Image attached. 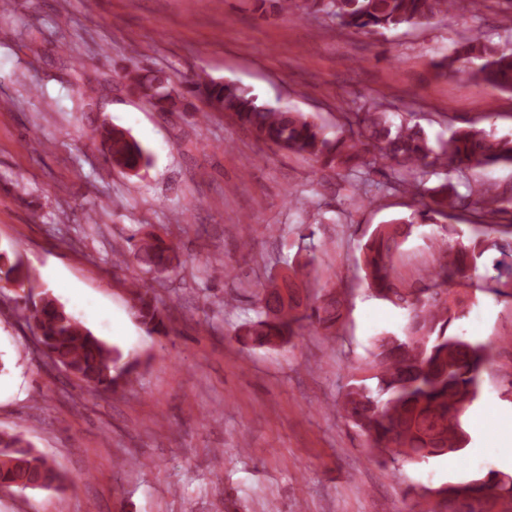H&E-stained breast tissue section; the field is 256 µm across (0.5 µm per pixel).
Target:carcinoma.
<instances>
[{
	"label": "carcinoma",
	"instance_id": "cac0c4a2",
	"mask_svg": "<svg viewBox=\"0 0 512 512\" xmlns=\"http://www.w3.org/2000/svg\"><path fill=\"white\" fill-rule=\"evenodd\" d=\"M468 5V0H303L308 13L328 15L342 29L381 36L406 25L451 20ZM460 61L473 64L470 75L476 82L512 93L511 46L470 36L436 66L455 71ZM123 78L137 96L161 112L188 111L193 107L187 99L191 94L209 106L218 105L259 142L308 155L324 168L344 170V177L354 181L377 172L386 179L387 189L424 197L409 216L376 225L361 245L360 261L369 286L377 296L407 310L408 320L401 334L373 340L366 361L371 375L352 376L336 411L367 437L378 456L392 463L461 452L468 444L461 417L478 396L482 374L493 364L494 342H472L455 333L465 298L448 285L474 286L512 299V188L480 183L462 195L450 174L462 177L473 170L512 165V137L471 126L453 131L435 147L419 123L393 122L376 99L343 113V123L332 134L316 114L269 107L250 88L231 81L200 78L193 87L172 94L167 77L136 63L123 68ZM89 138L100 140L107 161L125 173L136 175L151 164L148 151L123 129L102 125L90 129ZM426 169L440 171L444 179L423 191L419 172ZM458 205L469 210L468 242L443 250L438 264L420 275L419 287H399L391 274L393 252L415 225L436 224ZM493 249L504 256L496 266L494 284H474L472 271ZM175 252L174 245L155 235L132 234L126 245L115 249L114 266L132 263L143 273L173 270ZM312 272L310 260L287 265L282 284H271L258 297L257 318L235 331L239 341L274 348L290 342L306 326L324 336L335 335L345 293L330 290L301 307L296 279ZM26 279L17 251H0V283L21 287ZM130 286L135 316L149 332L167 333L171 310L159 304L142 278L131 279ZM22 299L23 319L37 333L39 353L53 366L65 369L83 387L111 395L126 391L140 359L124 356L95 336L48 294L28 293ZM61 482V475L28 441L0 433L1 486L24 490ZM476 482L495 495L486 512H512V476L491 470ZM405 495L414 501L415 512H439L415 487H408Z\"/></svg>",
	"mask_w": 512,
	"mask_h": 512
}]
</instances>
